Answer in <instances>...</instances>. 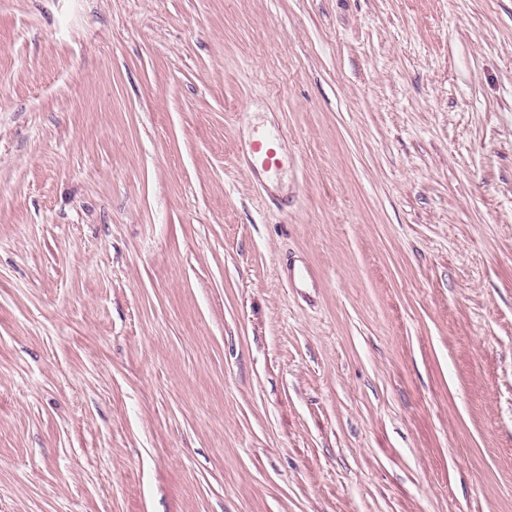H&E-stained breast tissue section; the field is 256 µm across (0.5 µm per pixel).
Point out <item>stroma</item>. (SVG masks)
<instances>
[{"instance_id": "obj_1", "label": "stroma", "mask_w": 512, "mask_h": 512, "mask_svg": "<svg viewBox=\"0 0 512 512\" xmlns=\"http://www.w3.org/2000/svg\"><path fill=\"white\" fill-rule=\"evenodd\" d=\"M0 512H512V0H0ZM249 152L254 159V167H260L266 173L274 175L283 167V161L270 145L265 133H259L249 144Z\"/></svg>"}]
</instances>
